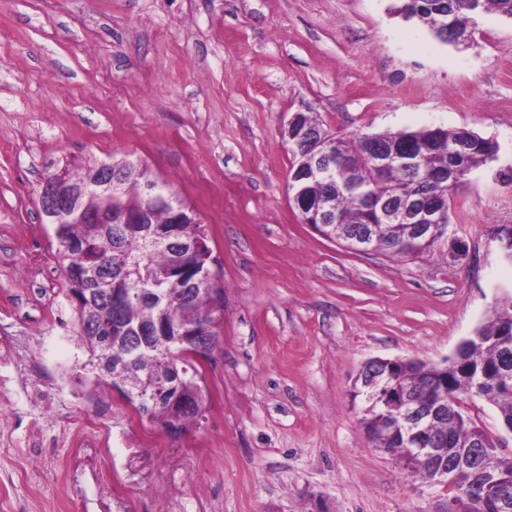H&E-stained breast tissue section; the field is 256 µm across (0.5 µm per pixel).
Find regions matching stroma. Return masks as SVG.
Wrapping results in <instances>:
<instances>
[{
  "instance_id": "obj_1",
  "label": "stroma",
  "mask_w": 512,
  "mask_h": 512,
  "mask_svg": "<svg viewBox=\"0 0 512 512\" xmlns=\"http://www.w3.org/2000/svg\"><path fill=\"white\" fill-rule=\"evenodd\" d=\"M402 0H0V512H71L66 444L26 448L34 415L105 398L112 512H454L372 447L352 383L371 358L437 363L512 300V19L467 44ZM315 112L341 137L467 129L496 145L451 196L459 258L357 253L298 218L282 135ZM145 161L221 263L220 345L179 435L99 387L62 293L38 191L49 166ZM39 362L42 401L24 386Z\"/></svg>"
}]
</instances>
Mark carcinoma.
<instances>
[{"label":"carcinoma","mask_w":512,"mask_h":512,"mask_svg":"<svg viewBox=\"0 0 512 512\" xmlns=\"http://www.w3.org/2000/svg\"><path fill=\"white\" fill-rule=\"evenodd\" d=\"M402 15L416 19L445 43L459 44L469 39L483 14L494 12L512 19V0H403ZM301 124L323 135L326 149L334 158L329 178L310 179L306 171L314 165L315 151L305 143L288 141L293 161L289 170L290 190L308 203L304 217L312 228L327 239H352L368 230L374 231L376 250L400 258H417L442 240H448L450 196L470 171L492 158L495 144L468 130L442 128L419 131L365 133L351 140L330 133L309 112L302 113ZM151 185L167 203H150L142 193ZM415 199L427 209L443 212L437 225L439 236L426 240L411 224L390 222L387 207L402 200ZM130 212L146 210L139 224H94L81 214L89 210ZM59 244V259L64 273L62 292L76 305L79 341L89 353L86 365L108 387L119 391L135 410L167 429L171 413L160 403L143 410L137 394L155 386L154 375L162 365V355L173 344L169 337L181 335L187 325L209 329L220 335L224 318L216 307L210 288L224 284L203 283L196 286L189 310L182 307L187 268L172 250L154 244L156 237L176 230L185 242L207 243L206 225L194 210L175 195L170 185L151 176L140 160L123 158L112 162V187H88L80 209L63 220L51 221ZM122 302L121 326L117 336H136L138 328L163 321L169 336L139 342L129 354V364L122 372L109 368L104 349V333L95 323L113 312L105 299ZM480 340L464 346L460 357L467 361L458 372L422 362L413 366V374L427 382L419 396H444L441 412L425 419L426 438H447L448 447L466 448L480 433L483 447L493 455L500 475L512 480V449L503 446L462 409L463 397L473 393L487 399L499 411L503 427L512 430V303L495 310L487 325L477 330ZM199 362L188 356L174 364L173 377L180 392L195 400L194 408L184 414L181 428L201 413L203 395ZM473 468L456 474L450 494L477 482Z\"/></svg>","instance_id":"cac0c4a2"}]
</instances>
